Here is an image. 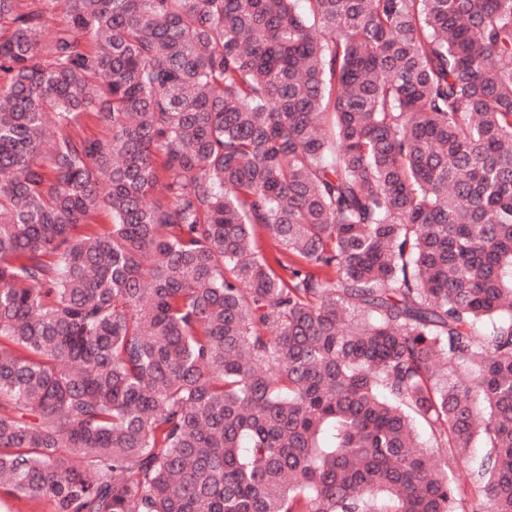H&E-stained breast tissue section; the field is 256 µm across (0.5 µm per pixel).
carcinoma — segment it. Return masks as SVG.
<instances>
[{
	"label": "carcinoma",
	"instance_id": "1",
	"mask_svg": "<svg viewBox=\"0 0 512 512\" xmlns=\"http://www.w3.org/2000/svg\"><path fill=\"white\" fill-rule=\"evenodd\" d=\"M304 2L0 0L6 494L512 512V0Z\"/></svg>",
	"mask_w": 512,
	"mask_h": 512
}]
</instances>
